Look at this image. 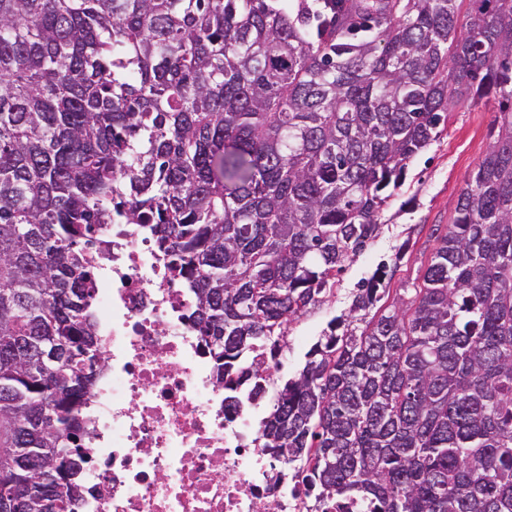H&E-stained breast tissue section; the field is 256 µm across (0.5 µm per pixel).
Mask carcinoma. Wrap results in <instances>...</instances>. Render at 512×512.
Returning a JSON list of instances; mask_svg holds the SVG:
<instances>
[{"label":"carcinoma","instance_id":"cac0c4a2","mask_svg":"<svg viewBox=\"0 0 512 512\" xmlns=\"http://www.w3.org/2000/svg\"><path fill=\"white\" fill-rule=\"evenodd\" d=\"M0 0V512H74L105 367L96 225L193 295L224 411L379 229L454 107L502 106L408 304L358 289L259 447L319 501L512 512V0Z\"/></svg>","mask_w":512,"mask_h":512}]
</instances>
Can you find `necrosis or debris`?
I'll list each match as a JSON object with an SVG mask.
<instances>
[{
	"mask_svg": "<svg viewBox=\"0 0 512 512\" xmlns=\"http://www.w3.org/2000/svg\"><path fill=\"white\" fill-rule=\"evenodd\" d=\"M97 332L109 364L82 409L91 427L78 512H369L295 491L255 448L259 406L224 416L193 327L194 299L138 224L99 226Z\"/></svg>",
	"mask_w": 512,
	"mask_h": 512,
	"instance_id": "1",
	"label": "necrosis or debris"
}]
</instances>
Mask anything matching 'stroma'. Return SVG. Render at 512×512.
I'll return each mask as SVG.
<instances>
[{
    "label": "stroma",
    "instance_id": "35a3bbf8",
    "mask_svg": "<svg viewBox=\"0 0 512 512\" xmlns=\"http://www.w3.org/2000/svg\"><path fill=\"white\" fill-rule=\"evenodd\" d=\"M498 95L479 93L451 112L441 138L409 166L405 180L382 215L376 237L348 261L336 293L289 323L282 377L294 376L305 354L334 317L348 313L353 297L377 268H384L385 302L411 298L413 284L429 264L438 237L456 216L459 195L498 137L493 119Z\"/></svg>",
    "mask_w": 512,
    "mask_h": 512
}]
</instances>
